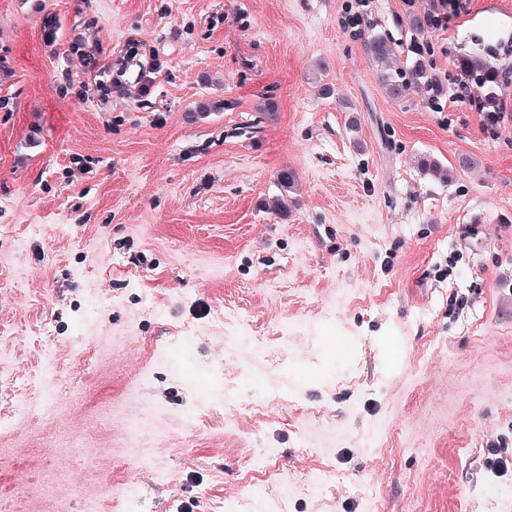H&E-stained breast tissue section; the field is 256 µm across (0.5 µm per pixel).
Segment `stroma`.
I'll return each mask as SVG.
<instances>
[{
	"mask_svg": "<svg viewBox=\"0 0 512 512\" xmlns=\"http://www.w3.org/2000/svg\"><path fill=\"white\" fill-rule=\"evenodd\" d=\"M347 2L0 0V363L46 370L57 404L0 433V507L110 512L138 482L133 512H225L274 448L281 475L343 479L287 512H464L488 492L512 512V466L486 449L512 452V120L485 129L453 97L481 48L512 113V0H462L421 39L441 94L402 100L368 38L411 62L405 19L434 0H366L355 29ZM132 38L149 52L131 61ZM243 301L305 342L259 360ZM298 401L325 421H295ZM162 436L173 457L131 466Z\"/></svg>",
	"mask_w": 512,
	"mask_h": 512,
	"instance_id": "obj_1",
	"label": "stroma"
}]
</instances>
